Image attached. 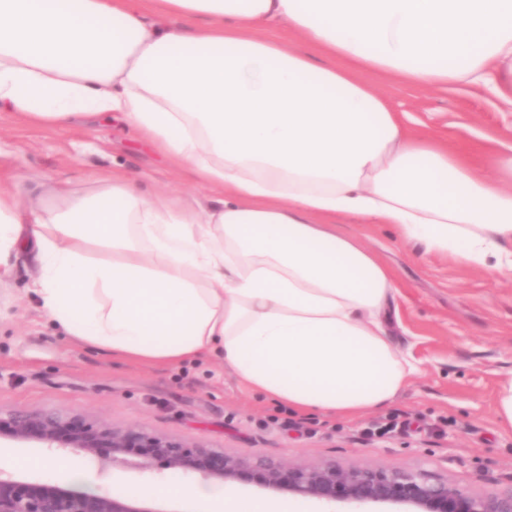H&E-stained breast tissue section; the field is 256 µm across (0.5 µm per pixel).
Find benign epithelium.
<instances>
[{
  "instance_id": "7a95c632",
  "label": "benign epithelium",
  "mask_w": 512,
  "mask_h": 512,
  "mask_svg": "<svg viewBox=\"0 0 512 512\" xmlns=\"http://www.w3.org/2000/svg\"><path fill=\"white\" fill-rule=\"evenodd\" d=\"M46 448H76L103 466L136 460L140 469L162 462L224 484L251 483L272 492L324 503L406 504L417 512H512V490L476 494L426 471L344 469L333 462L284 464L265 455L241 459L202 441L115 427L56 409L0 410V437ZM0 512H162L130 493H89L59 484L28 482L0 470Z\"/></svg>"
}]
</instances>
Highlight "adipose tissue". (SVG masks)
Here are the masks:
<instances>
[{
    "label": "adipose tissue",
    "mask_w": 512,
    "mask_h": 512,
    "mask_svg": "<svg viewBox=\"0 0 512 512\" xmlns=\"http://www.w3.org/2000/svg\"><path fill=\"white\" fill-rule=\"evenodd\" d=\"M158 2L151 20L141 0H0V105L42 123L125 113L221 199L149 198L118 173L26 204L0 186V258L36 252L43 310L86 346L213 360L300 413L383 406L419 371L384 330L399 290L332 219L511 274L512 146L482 177L361 75L512 104V0ZM132 493L294 512L201 483Z\"/></svg>",
    "instance_id": "1"
}]
</instances>
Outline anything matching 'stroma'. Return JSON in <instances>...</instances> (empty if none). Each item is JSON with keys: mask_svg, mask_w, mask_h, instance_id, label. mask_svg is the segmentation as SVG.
Segmentation results:
<instances>
[{"mask_svg": "<svg viewBox=\"0 0 512 512\" xmlns=\"http://www.w3.org/2000/svg\"><path fill=\"white\" fill-rule=\"evenodd\" d=\"M369 81L399 110L446 133L449 148L465 151L483 176L493 174L486 153L495 143H512V108L478 87L415 88L381 75ZM112 171L138 180L148 197L200 191L121 114L50 125L0 108V182L15 187L21 201L76 192L89 177ZM336 224L393 270L401 290L385 328L419 372L382 408L354 419L296 414L252 393L213 361L144 366L83 346L64 336L30 293L40 262L20 251L0 274V409L79 412L117 427L201 439L240 458L424 469L477 494L512 489V428L496 415L500 385L512 376V277L425 254L420 242L388 224L347 218ZM394 414L404 428L367 435L371 424ZM0 454L40 456L44 469L20 470L17 478L66 486L71 480L58 464L67 462L93 475L100 493L115 480L132 487L177 477L161 464L144 471L117 465L103 474L80 451L8 438L0 440Z\"/></svg>", "mask_w": 512, "mask_h": 512, "instance_id": "obj_1", "label": "stroma"}]
</instances>
